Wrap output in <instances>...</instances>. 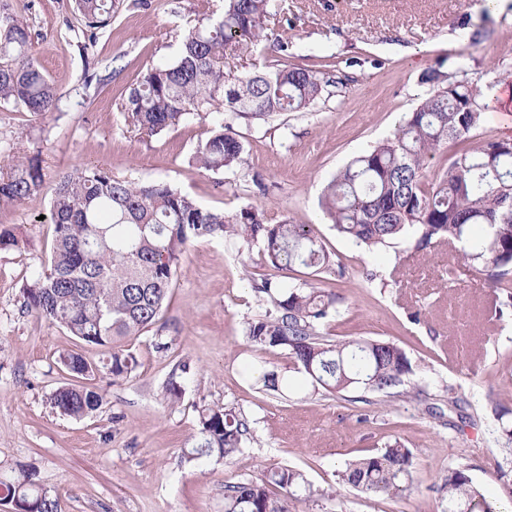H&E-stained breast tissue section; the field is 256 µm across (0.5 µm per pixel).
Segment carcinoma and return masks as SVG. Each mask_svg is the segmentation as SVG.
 <instances>
[{
  "mask_svg": "<svg viewBox=\"0 0 512 512\" xmlns=\"http://www.w3.org/2000/svg\"><path fill=\"white\" fill-rule=\"evenodd\" d=\"M92 39L119 10L120 0H74ZM280 14L271 0H224L220 18L204 15L179 34L171 63L147 69L122 103L130 123L152 137L201 113L224 115L198 146L193 160L213 173L246 163L245 145L234 132L236 119L265 120L280 112H305L322 96L321 72L283 62L241 75L224 72V56L254 52L274 40L288 55V39L269 23ZM426 97L391 137L354 157L328 183L321 206L345 238L373 253L402 237L418 251L446 243L456 252L448 279L470 270L512 301V140L477 139L480 90L432 69L422 77ZM23 105L43 116L57 101L53 84L30 54L28 25L0 0V102ZM450 144L462 148L429 172ZM43 175L36 158L10 161L0 173V205L37 193ZM55 239L47 266L23 287L27 306L87 344L109 346L155 325L186 246L202 238L258 246L276 269L295 266L324 273L336 260L313 230L286 220L272 224L264 211L242 208L227 215L201 207L170 184L137 185L88 168L60 177L51 202ZM266 304L246 322L247 340L260 348L288 352L294 372L315 389L334 394L362 389L387 402L412 371L399 345L380 340L333 341L323 327L340 316V297L316 288L282 286L263 279L252 286ZM69 373L85 376L90 366L77 353L61 356ZM132 355L114 351L112 377L131 372ZM266 390L281 393L284 377L259 367L252 371ZM64 414L82 417L102 404L84 387L65 386L53 395ZM250 435L233 407L201 411L198 440L190 458L238 454ZM414 454L402 442L384 443L376 454L351 461L336 472L337 484L374 498H393L410 487ZM448 505L459 512H495L472 486L463 468L444 478ZM310 490L304 473L272 468L258 481L224 484V512H293L297 492ZM0 493L19 495L23 512H58V501L35 486L33 475L0 480Z\"/></svg>",
  "mask_w": 512,
  "mask_h": 512,
  "instance_id": "1",
  "label": "carcinoma"
}]
</instances>
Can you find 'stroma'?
Here are the masks:
<instances>
[{
  "label": "stroma",
  "mask_w": 512,
  "mask_h": 512,
  "mask_svg": "<svg viewBox=\"0 0 512 512\" xmlns=\"http://www.w3.org/2000/svg\"><path fill=\"white\" fill-rule=\"evenodd\" d=\"M480 0H285L289 65L327 70L331 79L307 112L236 122L246 163L214 174L192 160L215 123L211 114L147 137L120 104L146 70L174 60L178 34L223 0H123L110 25L88 40L74 0H10L32 34V51L55 86L52 112L36 116L0 104V165L37 157L40 191L0 206V479L20 470L60 503V512H224V484L267 470H302L314 489L296 512H448L443 478L466 469L491 503L512 505V460L499 444L512 425V306L473 272L449 283V255H415L396 239L378 254L339 235L320 200L355 156L389 138L427 91L431 68L466 70L480 89L483 139L512 140V0L498 12ZM103 83H89L92 75ZM87 167L141 183L165 182L211 210L245 207L273 220L311 226L341 269L315 276L274 270L257 249L199 239L183 253L159 322L120 342L136 365L113 379L112 350L88 345L24 305L22 286L50 256V201L58 178ZM321 288L342 299L331 339L384 340L406 350L413 372L404 394L382 402L348 390L324 396L290 372L284 350L258 349L244 329L265 307L254 281ZM168 342L157 351L156 341ZM91 366L73 378L61 355ZM288 374L284 395L246 376L251 366ZM184 389L171 404L169 380ZM97 391L102 405L76 418L53 407L70 383ZM228 405L250 422L236 456L191 460L187 452L202 407ZM400 440L414 454L404 496L369 499L338 491L336 472Z\"/></svg>",
  "instance_id": "stroma-1"
}]
</instances>
